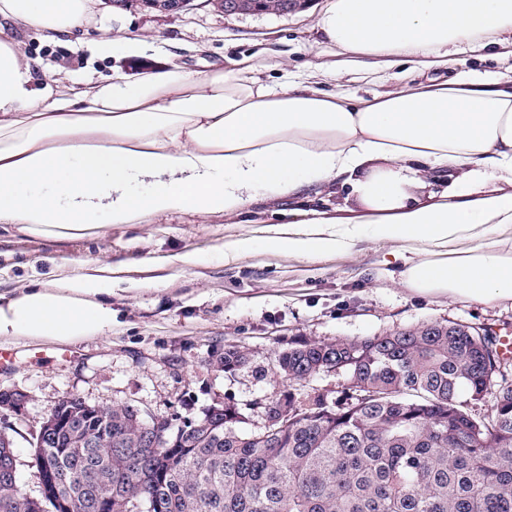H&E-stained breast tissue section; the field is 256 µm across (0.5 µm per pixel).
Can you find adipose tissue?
Segmentation results:
<instances>
[{
  "label": "adipose tissue",
  "instance_id": "ef3b65f1",
  "mask_svg": "<svg viewBox=\"0 0 512 512\" xmlns=\"http://www.w3.org/2000/svg\"><path fill=\"white\" fill-rule=\"evenodd\" d=\"M91 0H0V19L54 39ZM317 25L349 55L445 67L454 48L512 36V0H331ZM39 63L0 38V227L56 239L190 213L206 221L340 184L359 213L311 211L270 243L318 257L371 236L411 248L400 283L483 304L512 300V76L432 81L352 99L308 79L261 84L255 65H177L36 85ZM443 185L426 193L428 179ZM491 180L499 189L481 195ZM48 185L45 194L33 184ZM135 183L145 193L132 192ZM112 270L0 293V339L75 342L112 328Z\"/></svg>",
  "mask_w": 512,
  "mask_h": 512
}]
</instances>
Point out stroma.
<instances>
[{
	"label": "stroma",
	"instance_id": "obj_1",
	"mask_svg": "<svg viewBox=\"0 0 512 512\" xmlns=\"http://www.w3.org/2000/svg\"><path fill=\"white\" fill-rule=\"evenodd\" d=\"M329 0H310L287 15L224 16L208 0H189L160 12L134 0L127 7L92 0L82 29L59 41L21 26L6 27L21 52L48 65L61 91L78 90L112 73L134 74L164 67L168 54L192 71L253 58L262 83L301 80L304 66L321 62L332 71L323 87L354 98L393 90L432 77L489 78L512 64V44L460 46L449 69L420 70L399 62L366 58L349 62L316 26ZM141 36L161 46L158 54L98 57L103 36ZM288 201H269L254 213L214 217L200 223L190 214L149 224L115 225L92 238L52 240L0 233V291L75 277L86 263L117 267L112 285V330L73 344L50 339L0 340V390L18 389L31 400L22 415L5 413L0 431L14 441L17 481L24 494L39 497L38 470L29 444L47 411L69 393L89 404L127 403L157 414L201 417L230 403L264 426L258 404L287 392L325 393L336 398L347 387L345 373L318 374L298 384L276 369L277 351L288 343L375 336L422 323H463L512 339V301L490 305L422 296L399 283L402 262L396 244L366 240L352 249L315 258L272 249L267 239L290 222ZM251 240L248 251L228 255L225 247ZM191 253L195 264L180 263ZM244 351L235 371L220 363L227 346Z\"/></svg>",
	"mask_w": 512,
	"mask_h": 512
}]
</instances>
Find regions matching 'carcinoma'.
Listing matches in <instances>:
<instances>
[{
  "mask_svg": "<svg viewBox=\"0 0 512 512\" xmlns=\"http://www.w3.org/2000/svg\"><path fill=\"white\" fill-rule=\"evenodd\" d=\"M246 361L234 346L220 359L227 372ZM500 365L494 337L455 322L297 341L278 352V372H344L340 396L267 401L264 415L281 419L254 431L230 404L162 421L165 448L142 446L135 406L70 402L55 440L33 456L59 470L60 497L112 498L84 512H150L153 501L155 512H512V383L497 380ZM486 398L490 410L471 413ZM0 512H39L1 460Z\"/></svg>",
  "mask_w": 512,
  "mask_h": 512,
  "instance_id": "1",
  "label": "carcinoma"
}]
</instances>
